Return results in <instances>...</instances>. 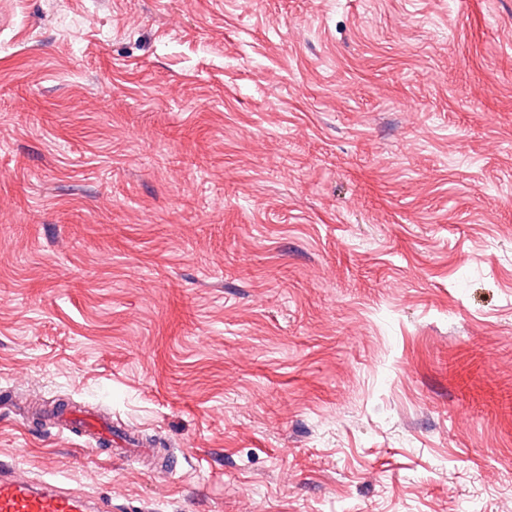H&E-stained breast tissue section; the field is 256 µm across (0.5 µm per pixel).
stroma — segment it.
Returning <instances> with one entry per match:
<instances>
[{
	"label": "stroma",
	"instance_id": "obj_1",
	"mask_svg": "<svg viewBox=\"0 0 512 512\" xmlns=\"http://www.w3.org/2000/svg\"><path fill=\"white\" fill-rule=\"evenodd\" d=\"M1 461L112 512H512V0H0ZM59 418V430L71 432L72 428H77L93 443L105 442L112 446V427L108 419L81 410L63 412Z\"/></svg>",
	"mask_w": 512,
	"mask_h": 512
}]
</instances>
